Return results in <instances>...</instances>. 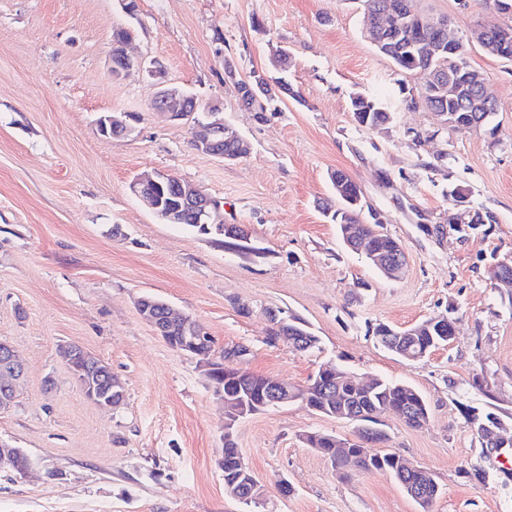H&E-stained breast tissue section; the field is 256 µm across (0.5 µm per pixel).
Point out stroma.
<instances>
[{
	"mask_svg": "<svg viewBox=\"0 0 512 512\" xmlns=\"http://www.w3.org/2000/svg\"><path fill=\"white\" fill-rule=\"evenodd\" d=\"M0 0V340L25 366L0 441L25 449L31 469L0 470V512H242L224 487V409L199 357L174 350L141 317L152 295L201 322L216 350L248 355L229 365L306 385L321 364L408 383L429 405L425 425L385 419L386 442L430 471L433 512H512V470L501 468L468 413L502 420L492 439L512 442V300L490 285L512 256V61L467 45L497 111L492 130L442 125L406 93L423 73L400 71L363 32L355 0ZM459 35L506 27L489 0H418ZM134 29L127 51L162 62L166 82L200 105L220 104L249 143L224 162L195 150L190 126L150 104L157 82L108 72L112 30ZM223 43H215V34ZM290 55L298 98L245 108L224 81L271 69ZM381 99L382 129L357 125L353 93ZM103 112L139 115L133 134L105 139ZM346 171L406 253L401 278L379 274L345 248L318 204L328 176ZM177 175L222 202L265 258H248L144 210L129 190L144 171ZM460 185L469 197L448 201ZM490 215L488 233L464 235L448 218ZM306 321L320 343L302 353L268 342L269 311ZM444 314L451 344L419 360L382 348L370 329H403ZM75 344L112 369L124 402L87 399L60 354ZM320 431L354 438L353 423L292 403L239 419L234 436L264 491L262 512H421L390 475L340 477L303 442ZM486 470L476 480L474 467ZM290 493H281L279 480Z\"/></svg>",
	"mask_w": 512,
	"mask_h": 512,
	"instance_id": "1",
	"label": "stroma"
}]
</instances>
